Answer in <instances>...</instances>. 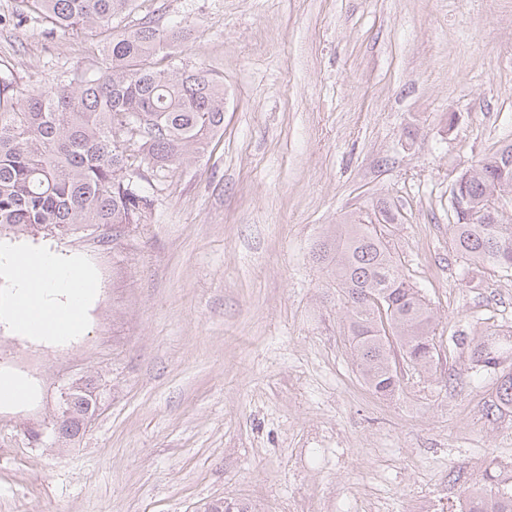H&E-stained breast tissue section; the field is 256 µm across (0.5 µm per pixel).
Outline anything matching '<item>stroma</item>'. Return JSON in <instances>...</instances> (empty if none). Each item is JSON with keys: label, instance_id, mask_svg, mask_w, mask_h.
<instances>
[{"label": "stroma", "instance_id": "1", "mask_svg": "<svg viewBox=\"0 0 512 512\" xmlns=\"http://www.w3.org/2000/svg\"><path fill=\"white\" fill-rule=\"evenodd\" d=\"M0 0V71L26 96L105 62ZM179 26L176 64L224 85V124L120 236L7 235L84 259L82 336L0 322V372L39 396L0 407V512H459L512 485V409L469 344L512 340V270L451 247V188L512 141V0H137ZM387 202L402 275L437 316L433 370L373 393L316 257L330 225ZM93 421L48 428L61 385ZM89 399L90 397L86 393H74L67 408L68 412L66 415H63L62 431L60 419H56L53 424V431L58 435L57 437L63 435L65 439L71 440L80 434L85 425L86 414L89 410Z\"/></svg>", "mask_w": 512, "mask_h": 512}]
</instances>
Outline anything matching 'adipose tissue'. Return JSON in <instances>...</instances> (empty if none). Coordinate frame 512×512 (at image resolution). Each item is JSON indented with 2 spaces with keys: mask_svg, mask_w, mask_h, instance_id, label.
Here are the masks:
<instances>
[{
  "mask_svg": "<svg viewBox=\"0 0 512 512\" xmlns=\"http://www.w3.org/2000/svg\"><path fill=\"white\" fill-rule=\"evenodd\" d=\"M0 272L13 284L6 312L21 335L66 342L83 331V311L97 292L96 276L78 256L0 246Z\"/></svg>",
  "mask_w": 512,
  "mask_h": 512,
  "instance_id": "adipose-tissue-1",
  "label": "adipose tissue"
}]
</instances>
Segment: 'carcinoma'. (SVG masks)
Returning <instances> with one entry per match:
<instances>
[{
	"label": "carcinoma",
	"mask_w": 512,
	"mask_h": 512,
	"mask_svg": "<svg viewBox=\"0 0 512 512\" xmlns=\"http://www.w3.org/2000/svg\"><path fill=\"white\" fill-rule=\"evenodd\" d=\"M26 8L63 31L98 37L103 71L76 83L14 97L0 75V235H67L80 225L120 231L141 223L152 209L155 184L205 150L224 121L223 84L204 70L170 64L174 34L140 21L112 34L130 16L135 0H26ZM136 115V167L115 132ZM469 177L454 204L453 250L469 266L512 268V222L487 212L490 187L512 192V143L466 169ZM376 221L336 224L319 244V259L344 300L347 335L360 376L374 393L400 384L392 344L414 369L428 373L435 360V315L420 289L400 273L390 244L395 217L378 207ZM512 345L479 340L474 366L497 369ZM89 396L76 392L62 422V435L80 434ZM492 407L512 408V371L501 373ZM463 512H512V489L471 494Z\"/></svg>",
	"instance_id": "obj_1"
}]
</instances>
